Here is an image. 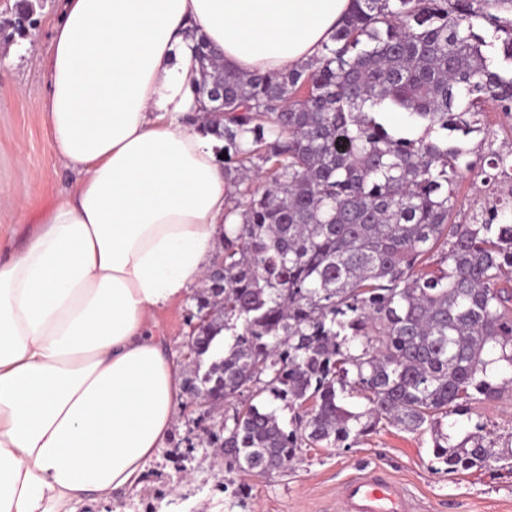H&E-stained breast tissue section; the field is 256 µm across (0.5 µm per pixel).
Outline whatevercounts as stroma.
<instances>
[{"mask_svg": "<svg viewBox=\"0 0 512 512\" xmlns=\"http://www.w3.org/2000/svg\"><path fill=\"white\" fill-rule=\"evenodd\" d=\"M16 0H0V261L31 233L35 213L70 193L76 175L57 155L45 119L49 86L44 60L65 0H37L25 34L12 27ZM196 301L186 295L159 322L181 374L187 358L186 319ZM189 405L177 416L167 446L152 461L139 487L118 500L89 504L85 512H228L224 459L202 444ZM384 469L422 512H512V467L448 473L439 470L431 443L392 427L351 448H305L291 469L246 477V512H344L342 484L362 469Z\"/></svg>", "mask_w": 512, "mask_h": 512, "instance_id": "obj_1", "label": "stroma"}]
</instances>
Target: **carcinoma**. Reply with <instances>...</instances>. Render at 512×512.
Instances as JSON below:
<instances>
[{
  "mask_svg": "<svg viewBox=\"0 0 512 512\" xmlns=\"http://www.w3.org/2000/svg\"><path fill=\"white\" fill-rule=\"evenodd\" d=\"M32 13L18 0L17 33ZM332 40L312 63L249 74L196 40L197 96L224 87L204 131L224 141L239 225L186 340L200 353L222 334L224 358L183 393L224 402L209 444L229 474L284 472L303 447L385 426L430 434L449 473L493 469L512 447L472 415L512 396V203L453 215L457 180L483 174L466 147L482 104L512 119V0H352ZM396 111L422 133L394 134ZM488 165L512 179V148Z\"/></svg>",
  "mask_w": 512,
  "mask_h": 512,
  "instance_id": "1",
  "label": "carcinoma"
}]
</instances>
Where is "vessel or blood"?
<instances>
[{
  "mask_svg": "<svg viewBox=\"0 0 512 512\" xmlns=\"http://www.w3.org/2000/svg\"><path fill=\"white\" fill-rule=\"evenodd\" d=\"M341 497L345 512H415L403 487L378 469L345 482Z\"/></svg>",
  "mask_w": 512,
  "mask_h": 512,
  "instance_id": "obj_1",
  "label": "vessel or blood"
}]
</instances>
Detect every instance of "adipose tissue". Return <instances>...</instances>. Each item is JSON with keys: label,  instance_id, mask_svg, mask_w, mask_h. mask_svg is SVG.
<instances>
[{"label": "adipose tissue", "instance_id": "adipose-tissue-1", "mask_svg": "<svg viewBox=\"0 0 512 512\" xmlns=\"http://www.w3.org/2000/svg\"><path fill=\"white\" fill-rule=\"evenodd\" d=\"M351 0H67L46 120L77 176L0 263V512L140 485L181 377L156 316L199 285L230 206L193 35L249 73L320 55Z\"/></svg>", "mask_w": 512, "mask_h": 512}]
</instances>
